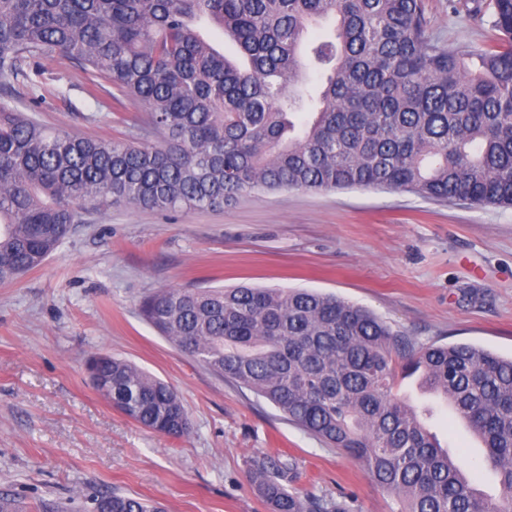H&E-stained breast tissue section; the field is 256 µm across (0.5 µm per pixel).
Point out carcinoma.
Segmentation results:
<instances>
[{
    "mask_svg": "<svg viewBox=\"0 0 512 512\" xmlns=\"http://www.w3.org/2000/svg\"><path fill=\"white\" fill-rule=\"evenodd\" d=\"M503 35L465 67L428 33L421 0H0V79L75 60L143 104L158 146L51 131L0 102V283L40 266L88 208L222 209L244 195L384 188L512 207V0H473ZM334 17V37L301 47ZM219 27L243 62L216 50ZM140 313L179 351L362 461L398 512H512V358L458 343L417 346L372 311L288 288H161ZM96 391L157 434L191 421L177 391L136 364L91 355ZM446 404L484 448L480 490L428 425ZM271 512H349L289 489L292 461L248 460ZM87 512H166L83 489Z\"/></svg>",
    "mask_w": 512,
    "mask_h": 512,
    "instance_id": "1",
    "label": "carcinoma"
}]
</instances>
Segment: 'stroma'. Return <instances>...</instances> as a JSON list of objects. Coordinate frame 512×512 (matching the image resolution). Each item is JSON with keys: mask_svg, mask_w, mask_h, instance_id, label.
Wrapping results in <instances>:
<instances>
[{"mask_svg": "<svg viewBox=\"0 0 512 512\" xmlns=\"http://www.w3.org/2000/svg\"><path fill=\"white\" fill-rule=\"evenodd\" d=\"M472 0H423L428 30L451 51L496 48L501 34L472 16ZM0 99L40 124L81 136L160 144L146 108L113 111L118 93L85 90L80 64L39 68ZM306 288L374 311L416 344L469 343L512 356V207L478 208L388 189L248 194L223 209L158 213L114 208L84 224L38 268L0 284V493L34 512L91 487L154 500L167 512H271L247 461L283 453L293 488L346 498L352 512H398L397 495L364 463L288 421L274 405L181 354L140 316L161 288ZM107 352L170 383L192 422L188 436L152 433L92 386L85 361ZM435 430L483 489L479 444L439 406Z\"/></svg>", "mask_w": 512, "mask_h": 512, "instance_id": "stroma-1", "label": "stroma"}]
</instances>
